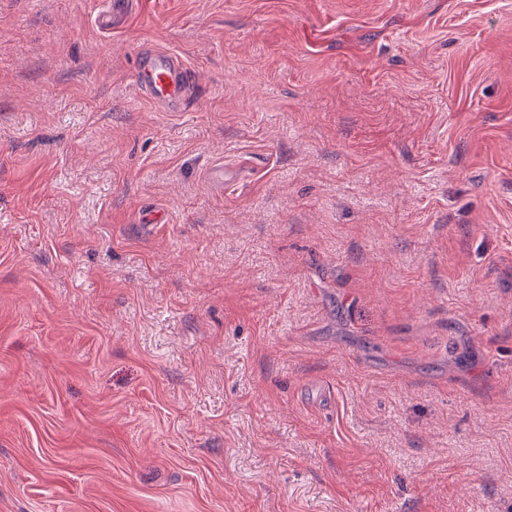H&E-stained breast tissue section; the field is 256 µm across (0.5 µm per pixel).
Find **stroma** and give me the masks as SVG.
Here are the masks:
<instances>
[{
    "label": "stroma",
    "instance_id": "35a3bbf8",
    "mask_svg": "<svg viewBox=\"0 0 512 512\" xmlns=\"http://www.w3.org/2000/svg\"><path fill=\"white\" fill-rule=\"evenodd\" d=\"M108 6L0 0V512H512V0ZM142 94L171 112L179 111L187 100L189 77L181 60L165 51H143L136 70Z\"/></svg>",
    "mask_w": 512,
    "mask_h": 512
}]
</instances>
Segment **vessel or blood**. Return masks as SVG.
<instances>
[{
	"label": "vessel or blood",
	"mask_w": 512,
	"mask_h": 512,
	"mask_svg": "<svg viewBox=\"0 0 512 512\" xmlns=\"http://www.w3.org/2000/svg\"><path fill=\"white\" fill-rule=\"evenodd\" d=\"M136 83L147 99L169 111H179L187 100V70L178 57L167 52H142L136 70Z\"/></svg>",
	"instance_id": "vessel-or-blood-1"
}]
</instances>
